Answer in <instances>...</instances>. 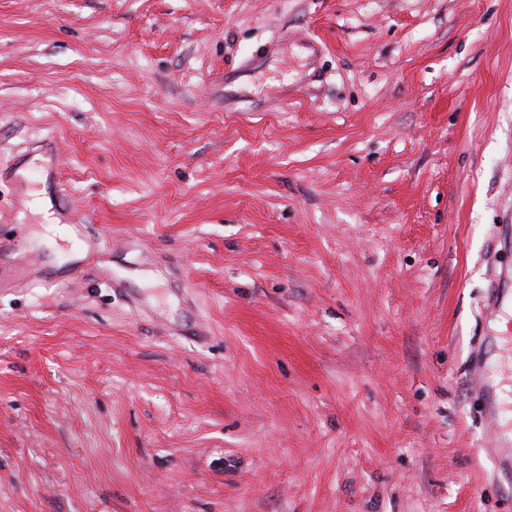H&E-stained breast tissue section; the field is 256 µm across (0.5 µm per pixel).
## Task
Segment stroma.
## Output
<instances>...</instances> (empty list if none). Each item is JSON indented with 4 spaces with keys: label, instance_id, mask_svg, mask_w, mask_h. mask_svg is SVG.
<instances>
[{
    "label": "stroma",
    "instance_id": "1",
    "mask_svg": "<svg viewBox=\"0 0 512 512\" xmlns=\"http://www.w3.org/2000/svg\"><path fill=\"white\" fill-rule=\"evenodd\" d=\"M505 224L512 0H0V512H512Z\"/></svg>",
    "mask_w": 512,
    "mask_h": 512
}]
</instances>
